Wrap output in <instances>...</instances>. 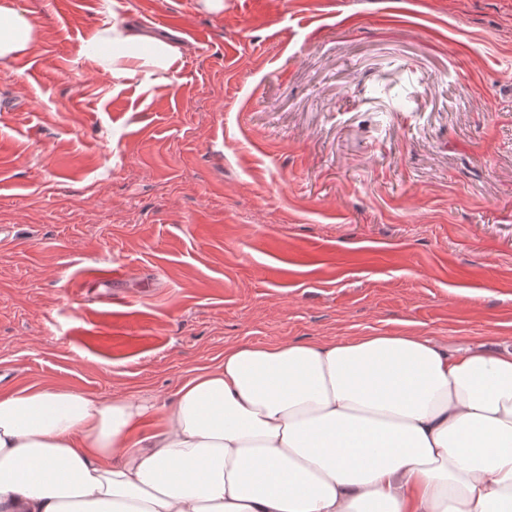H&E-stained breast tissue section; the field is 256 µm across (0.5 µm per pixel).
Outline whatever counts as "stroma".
Returning a JSON list of instances; mask_svg holds the SVG:
<instances>
[{"label": "stroma", "instance_id": "obj_1", "mask_svg": "<svg viewBox=\"0 0 512 512\" xmlns=\"http://www.w3.org/2000/svg\"><path fill=\"white\" fill-rule=\"evenodd\" d=\"M20 2L39 38L0 59V393L164 399L229 347L397 331L512 348V0ZM147 11L179 71L115 88L81 47Z\"/></svg>", "mask_w": 512, "mask_h": 512}]
</instances>
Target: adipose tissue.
I'll return each instance as SVG.
<instances>
[{
	"label": "adipose tissue",
	"instance_id": "1",
	"mask_svg": "<svg viewBox=\"0 0 512 512\" xmlns=\"http://www.w3.org/2000/svg\"><path fill=\"white\" fill-rule=\"evenodd\" d=\"M37 39L0 0V59ZM88 59L172 82L182 52L125 19ZM0 512H512V350L407 332L237 346L168 401L0 395Z\"/></svg>",
	"mask_w": 512,
	"mask_h": 512
}]
</instances>
